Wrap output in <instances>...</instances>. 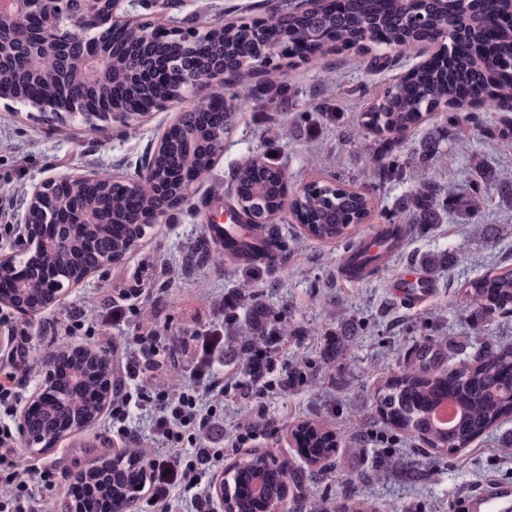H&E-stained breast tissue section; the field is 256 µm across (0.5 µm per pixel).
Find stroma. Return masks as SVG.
Returning <instances> with one entry per match:
<instances>
[{"mask_svg": "<svg viewBox=\"0 0 512 512\" xmlns=\"http://www.w3.org/2000/svg\"><path fill=\"white\" fill-rule=\"evenodd\" d=\"M269 0H167L165 14L174 26L204 30L239 18L268 16ZM439 46L426 43L413 52L387 48L389 63L374 66L370 53L328 48L318 61H301L284 68L292 108H312L320 80L333 87L331 103L340 112V125H325L310 136H278L285 115L256 103L242 105L234 129L224 139V154L210 174L191 186L188 204L170 211L148 229L140 245L122 263L108 264L80 284L68 288L55 303L28 315L25 337L9 340L0 324V366L14 368L20 402L13 412H0V422L22 428L29 403L46 386L53 370L48 355L59 342L89 348L109 356L121 392L147 388L145 378H130L125 370L139 351L136 338L147 331L161 334L157 356L163 378L174 389L204 387L225 376L224 396L216 402L215 421L197 437L198 448H220L223 465L241 456L235 448L243 428L253 433L249 448L291 459L294 474L287 483V500L295 512L311 503L365 501L374 512H461L463 491L489 479L512 485V421L478 438L449 456L434 453L408 436L387 427L376 408L384 382L398 374L411 348L434 343L440 367L452 368L477 348L474 313L460 287L497 267H512V211L490 196L479 220L496 225L494 239L474 236L464 219L449 216L445 223L417 227L387 268L355 282L343 280L338 266L347 242L303 238L298 225L277 221V251L250 265L188 263V256L213 250L204 225L214 198H227L231 172L246 155L276 149L288 173L289 189L312 180L341 178L370 197L372 216L353 226L351 239L361 240L384 224L408 183L382 180L376 154L365 150L359 134L361 114L375 87L387 85L403 71L424 61ZM213 91L199 81L181 99L141 117L132 128L105 122L96 138L83 134L80 115L42 113L21 103L0 100V255L14 254L19 223L36 184L63 175L93 173L101 178L133 176L161 135L185 110ZM448 112L430 116L426 127L409 132L404 152H411L426 128L448 131L435 165L444 188L458 192L471 178L467 161L480 148L479 139L448 130ZM350 239V240H351ZM458 251L462 262L436 275V288L420 306L395 295L391 278L412 266L415 257ZM253 291L284 310L290 328L271 352L264 377L245 376L241 360L222 356L225 343L224 296L242 279ZM83 315L84 330L67 333L74 316ZM339 334L335 358H328L330 334ZM154 407L135 401L122 419L104 410L82 432L68 436L48 453L18 440L17 448L34 466L56 465L55 488L41 493L37 512H60L76 471L104 453L138 445L160 462L147 483L138 512H162L177 501V512H195L190 492H177L168 452L154 432ZM319 422L335 432L339 448L323 468L308 466L296 452L292 425Z\"/></svg>", "mask_w": 512, "mask_h": 512, "instance_id": "1", "label": "stroma"}]
</instances>
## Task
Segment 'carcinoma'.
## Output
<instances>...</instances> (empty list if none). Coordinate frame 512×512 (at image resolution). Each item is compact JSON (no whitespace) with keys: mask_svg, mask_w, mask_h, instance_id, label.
<instances>
[{"mask_svg":"<svg viewBox=\"0 0 512 512\" xmlns=\"http://www.w3.org/2000/svg\"><path fill=\"white\" fill-rule=\"evenodd\" d=\"M167 17L158 10L130 25L106 26L91 33L112 60L104 74L94 66L79 77L66 73L59 61L44 54L29 69L22 67L28 43L40 39L33 25L27 42L0 41V85L20 94L31 93L46 106L66 111L86 104L93 112L84 116V132L94 136L98 122L113 112L131 107L150 112L159 103L179 98V76L184 72L223 67L233 72L230 95L220 108L202 101L179 118L180 128L168 129L155 156L156 189L137 198L121 180H102L94 188L73 181L60 190L50 207L35 209L33 216L69 218L76 211L104 210L110 224H60V248H48L25 261L27 272L13 278V270L1 269L3 278H13L12 288L0 292V304L15 310L34 311L55 302L49 282L76 285L116 255L136 249L151 224L128 223L129 208L137 201L145 219L166 215L184 204L186 181L196 172H209L224 152V137L233 128L240 98L261 99L288 109L286 87L278 67L263 72L254 81L252 64L265 55L274 60L300 58L311 61L325 45L367 49L372 45L412 48L429 35L439 33L448 45L426 63L407 70L381 90L373 92L363 113L362 127L379 147L386 148L380 166L383 179L414 182L395 204L385 232L397 240L406 234L401 215L412 223H443L448 210L467 220L482 212L489 193L512 204V182L502 181L486 166L484 154L473 158L477 177L467 191L442 197L443 186L434 172L439 140H422L416 152L401 153L400 137L419 127L426 116L443 107L459 106L465 98L491 111L512 101V21L500 16V0H335V5L298 10L282 6L275 23L258 33L246 21L228 23L200 33L197 49L188 50L176 36H163L141 46L148 26L166 30ZM340 114L325 104L293 113L289 127L313 131L325 120L338 123ZM448 122L467 134L483 132L484 120L477 112L454 113ZM288 175L271 154L240 160L232 173V201L238 223L263 230L283 212H288L304 235L335 241L349 236L351 227L371 216L369 200L339 180L311 181L284 205ZM265 252V242L243 238L224 248L232 261L254 262ZM388 259L383 252L359 248L353 277L363 279L380 269ZM458 260L456 255L431 253L419 258L429 272ZM474 309L476 329L484 336L473 358L449 370L440 369L414 353L400 374L391 377L377 395V409L392 427L428 445L439 454H455L489 428L512 414V344L487 342L489 326L512 316V269L470 279L461 288ZM227 309L228 341L242 357L246 374L253 373L250 359L258 348H271L283 334L282 315L261 298L238 288ZM243 315H238V310ZM45 392L47 398L29 408L23 417L26 443L49 451L71 433L73 423L89 425L112 400V361L89 349L65 346L55 353L54 372ZM447 398L459 409L456 422L443 427L432 419L437 402ZM297 452L309 464L330 459L338 448L336 434L314 421H304L292 431ZM290 463L267 453H250L224 471V500L237 512H265V507L283 506ZM78 479L93 488L90 498L70 504L68 512H102L116 501L141 497L144 473L139 461L121 455H102L79 471Z\"/></svg>","mask_w":512,"mask_h":512,"instance_id":"obj_1","label":"carcinoma"}]
</instances>
